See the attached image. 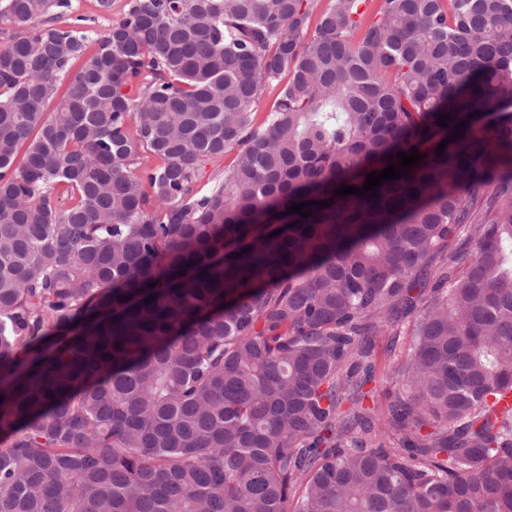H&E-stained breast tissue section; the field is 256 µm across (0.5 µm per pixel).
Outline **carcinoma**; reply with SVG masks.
I'll return each mask as SVG.
<instances>
[{"instance_id": "cac0c4a2", "label": "carcinoma", "mask_w": 512, "mask_h": 512, "mask_svg": "<svg viewBox=\"0 0 512 512\" xmlns=\"http://www.w3.org/2000/svg\"><path fill=\"white\" fill-rule=\"evenodd\" d=\"M315 2L0 0V512H512V0ZM98 0H72V12L62 19H51L48 24L67 27L73 25L76 18L84 19L80 25L90 30L101 31L109 24L119 20L127 11L129 0H112L109 12H102L97 6ZM389 338L390 336H387L385 332L375 338L374 363L377 369L376 381L365 387V390H375L376 404L381 412H385L388 405L386 390L393 389V386L387 383L385 372L391 367L393 361L404 357L410 347V336H400L396 348L390 352L388 348Z\"/></svg>"}]
</instances>
